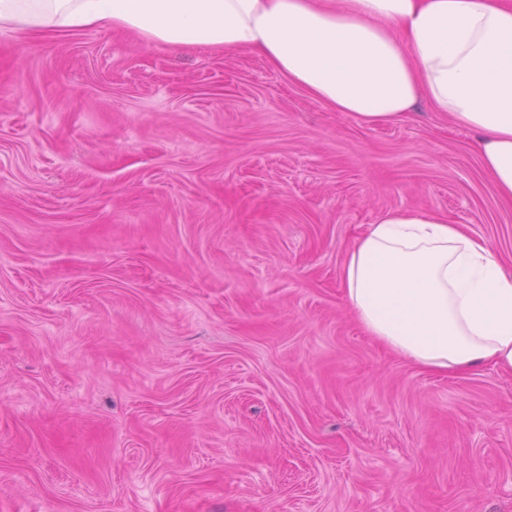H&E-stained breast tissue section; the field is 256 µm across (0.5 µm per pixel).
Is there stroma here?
I'll return each mask as SVG.
<instances>
[{
	"label": "stroma",
	"instance_id": "obj_1",
	"mask_svg": "<svg viewBox=\"0 0 512 512\" xmlns=\"http://www.w3.org/2000/svg\"><path fill=\"white\" fill-rule=\"evenodd\" d=\"M476 133L368 125L246 49L0 27V512H512V375L362 329L428 209L512 268Z\"/></svg>",
	"mask_w": 512,
	"mask_h": 512
}]
</instances>
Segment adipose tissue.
Masks as SVG:
<instances>
[{"mask_svg":"<svg viewBox=\"0 0 512 512\" xmlns=\"http://www.w3.org/2000/svg\"><path fill=\"white\" fill-rule=\"evenodd\" d=\"M4 24L250 49L368 124L400 121L427 100L482 132V167L512 202V0H0ZM341 280L367 334L412 363L512 374V272L463 225L387 211L348 251Z\"/></svg>","mask_w":512,"mask_h":512,"instance_id":"obj_1","label":"adipose tissue"}]
</instances>
